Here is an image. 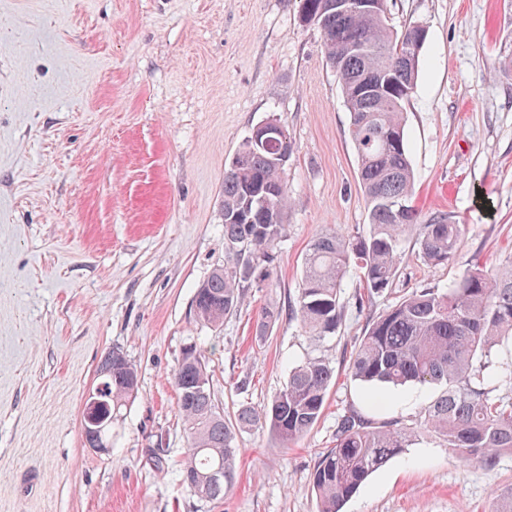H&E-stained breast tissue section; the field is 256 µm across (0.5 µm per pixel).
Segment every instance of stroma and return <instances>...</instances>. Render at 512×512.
<instances>
[{"label":"stroma","instance_id":"obj_1","mask_svg":"<svg viewBox=\"0 0 512 512\" xmlns=\"http://www.w3.org/2000/svg\"><path fill=\"white\" fill-rule=\"evenodd\" d=\"M389 23L424 24L405 133L421 217L461 224L456 258L429 265L404 238L391 294H341L328 343L293 320L306 251L368 222L350 113L299 0H0V512H318L312 479L348 408L417 418L433 386L381 390L348 364L373 317L415 288L447 291L465 265L512 258V0H388ZM280 119L288 232L274 274L219 328L197 321L199 285L224 264V172L258 124ZM283 310L266 336L261 308ZM196 346L225 420L277 395L312 355L335 369L321 418L283 444L238 430L223 501L182 486L188 448L173 374ZM121 349L138 391L112 417V449L84 442L101 358ZM512 486L435 437L372 473L343 512H488Z\"/></svg>","mask_w":512,"mask_h":512}]
</instances>
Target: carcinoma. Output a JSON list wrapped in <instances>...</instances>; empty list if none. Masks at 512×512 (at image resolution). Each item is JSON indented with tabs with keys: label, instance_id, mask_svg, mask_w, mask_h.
Masks as SVG:
<instances>
[{
	"label": "carcinoma",
	"instance_id": "obj_1",
	"mask_svg": "<svg viewBox=\"0 0 512 512\" xmlns=\"http://www.w3.org/2000/svg\"><path fill=\"white\" fill-rule=\"evenodd\" d=\"M300 12L320 30L340 83L368 205L364 233H323L305 255L294 319L321 343L342 327L340 290L350 269L359 270L370 302L392 290L404 236L416 237L425 263L440 265L457 255L462 228L445 214L420 223L412 205L403 105L416 87L424 46L411 40L412 26L393 30L385 0L378 11L362 14L338 13L330 0H300ZM266 124L272 129L266 142L240 149L224 173V265L194 297L196 318L214 328L237 311L253 284L271 279L275 250L286 236L284 173L291 139L278 120ZM399 202L405 204L400 218L388 207ZM279 318L276 303H267L256 320V335H266ZM506 336L512 337V261L491 271L468 266L446 292L415 288L374 319L351 356L350 378L373 386L436 385L441 391L410 422H376L348 409L336 424L334 448L314 472L319 512H340L374 471L423 437L439 438L462 459L486 467L512 453V396L493 395L484 384L492 351ZM98 372L93 411L110 418L137 392V370L114 348ZM334 377L325 357H309L290 370L271 403L243 407L229 424L211 398L205 361L196 347L186 348L174 382L188 440L182 471L187 492L206 501L224 499L236 469L237 428L267 426L285 444L305 436L322 415Z\"/></svg>",
	"mask_w": 512,
	"mask_h": 512
}]
</instances>
